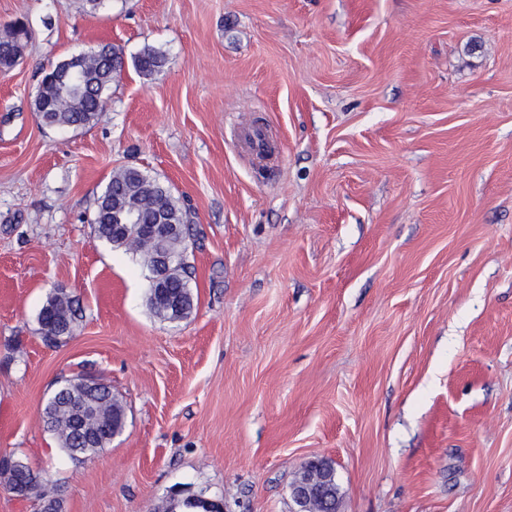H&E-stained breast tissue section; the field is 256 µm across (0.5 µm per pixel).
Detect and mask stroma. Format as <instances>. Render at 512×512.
I'll return each mask as SVG.
<instances>
[{
  "mask_svg": "<svg viewBox=\"0 0 512 512\" xmlns=\"http://www.w3.org/2000/svg\"><path fill=\"white\" fill-rule=\"evenodd\" d=\"M0 455L63 512H291L310 458L340 512H512V0H0ZM126 65L77 129L42 69ZM167 56L143 77L144 46ZM262 121L265 162L241 135ZM171 185L197 234L192 315L159 321L139 262L94 241L113 170ZM81 310L45 345L51 289ZM91 374L127 425L86 463L40 413ZM24 28V27H23ZM24 37H18L15 29L0 39V57L7 65H15L24 54L26 47L27 31L24 28ZM73 62L72 56L52 63L41 80L34 110L46 126L78 129L96 120L105 112L108 92L125 65L123 53L109 44L83 52ZM66 65H79L81 80L67 86L59 83L56 72ZM10 463L7 467H12L9 473V479L20 487L19 493L29 496V498H42V490L38 489L37 483H42L40 471L34 470L26 458L9 455Z\"/></svg>",
  "mask_w": 512,
  "mask_h": 512,
  "instance_id": "1",
  "label": "stroma"
}]
</instances>
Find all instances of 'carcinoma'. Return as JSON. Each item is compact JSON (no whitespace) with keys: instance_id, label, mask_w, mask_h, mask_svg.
<instances>
[{"instance_id":"carcinoma-1","label":"carcinoma","mask_w":512,"mask_h":512,"mask_svg":"<svg viewBox=\"0 0 512 512\" xmlns=\"http://www.w3.org/2000/svg\"><path fill=\"white\" fill-rule=\"evenodd\" d=\"M25 47L26 38L17 36L14 30L8 32L0 39V60L7 65L16 64ZM165 62V53L151 46L134 57L136 68L146 77L161 72ZM66 65L68 62L62 60L45 71L34 110L46 126L83 128L105 111L111 85L124 68V56L110 44L83 52L77 59L81 80L64 86L57 81L56 72ZM130 211L137 213L140 224H127ZM158 215L173 230L164 236L142 233L141 225L154 223ZM114 224L126 225V233L121 237L112 234ZM91 225L97 241L138 258L149 278L154 275L157 259H168V287L160 296L149 293V305L156 318L172 324L192 314L195 300L187 251L195 229L189 223L186 207L169 184L136 166L118 170L96 200ZM75 319L72 299L64 293H49L38 314L42 340L55 346L67 343L74 335ZM80 381L79 377L59 381L44 403L42 417L45 431L58 447L70 459L84 463L95 459L123 431L126 411L110 385L98 379L80 388ZM9 466V479L20 487L21 493L42 497V490L38 489L41 476L27 459L12 455Z\"/></svg>"}]
</instances>
